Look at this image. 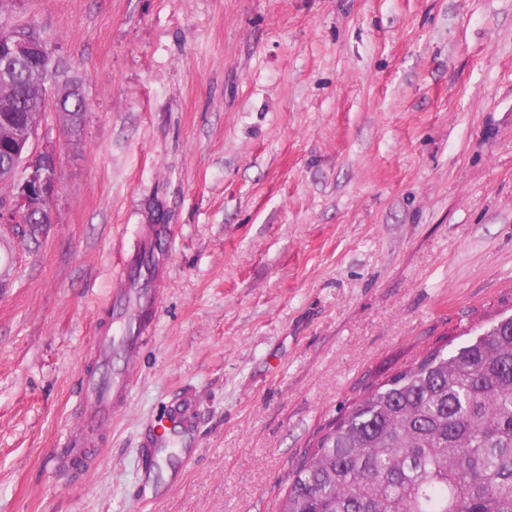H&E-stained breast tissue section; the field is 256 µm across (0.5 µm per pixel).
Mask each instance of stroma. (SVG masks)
Returning <instances> with one entry per match:
<instances>
[{
  "instance_id": "35a3bbf8",
  "label": "stroma",
  "mask_w": 512,
  "mask_h": 512,
  "mask_svg": "<svg viewBox=\"0 0 512 512\" xmlns=\"http://www.w3.org/2000/svg\"><path fill=\"white\" fill-rule=\"evenodd\" d=\"M83 88L0 253V512H275L373 386L512 315V0H9ZM154 329L64 461L127 256ZM188 432L157 442L171 408Z\"/></svg>"
}]
</instances>
